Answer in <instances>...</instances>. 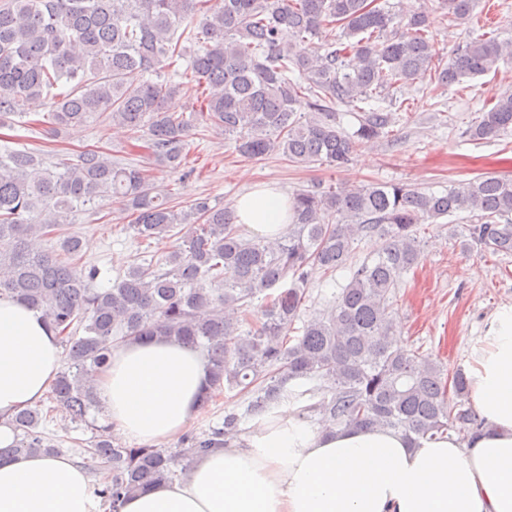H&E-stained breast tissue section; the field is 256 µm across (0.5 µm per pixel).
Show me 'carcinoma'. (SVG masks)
<instances>
[{
  "instance_id": "obj_1",
  "label": "carcinoma",
  "mask_w": 512,
  "mask_h": 512,
  "mask_svg": "<svg viewBox=\"0 0 512 512\" xmlns=\"http://www.w3.org/2000/svg\"><path fill=\"white\" fill-rule=\"evenodd\" d=\"M445 16L469 23L477 0H441ZM427 12L400 14L388 0H0V128L24 124L61 138L104 121L127 127L133 148L171 172L186 167L192 132L224 134L236 152L259 160L280 152L293 163L348 168L358 147L387 134L394 93L428 78L445 89L512 61V40L466 36L441 63ZM313 51L305 44L313 39ZM149 78L135 81L136 74ZM188 77L184 82L181 77ZM186 101L174 110V100ZM357 113L341 126L338 108ZM512 129V93L496 98L467 130L473 141ZM106 198L130 213L139 242L176 232L165 262L143 263L96 287L88 242L65 229ZM288 232L244 238L230 208L198 197L177 210L151 195L140 165L97 147L76 154L41 144L0 145V296L40 310L59 336L66 364L50 386L51 406L12 418L14 455H57L59 438L40 429L59 413L80 425L96 407L94 376L108 365L110 340L165 336L205 352L213 394L247 395L244 409L183 439L194 455L241 433V424L287 400L288 384L319 382L301 407L329 432L397 430L413 444L453 431L478 435L485 422L469 401V379L398 337L392 299L419 259L417 228L468 212V245L512 254V175H484L436 195L403 184L300 189ZM376 235L384 247L352 263L353 244ZM56 239L51 250L31 247ZM347 268L349 283L323 312L295 322L309 300V269ZM263 301L256 323L255 299ZM81 455L112 481L96 488L106 512L187 466L166 448H128L107 425Z\"/></svg>"
}]
</instances>
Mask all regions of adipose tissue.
Masks as SVG:
<instances>
[{"label":"adipose tissue","mask_w":512,"mask_h":512,"mask_svg":"<svg viewBox=\"0 0 512 512\" xmlns=\"http://www.w3.org/2000/svg\"><path fill=\"white\" fill-rule=\"evenodd\" d=\"M289 200L267 188L236 203L259 239L282 235ZM62 368L58 337L40 311L0 297V448L10 421L40 404ZM486 420L478 436L413 445L391 429L325 434L284 405L240 438L194 456L184 478L128 496L120 512H512V305L486 320L468 369ZM200 350L162 337L113 348L96 380L114 431L161 447L184 433L210 392ZM0 512H104L93 479L69 455L0 460Z\"/></svg>","instance_id":"adipose-tissue-1"}]
</instances>
